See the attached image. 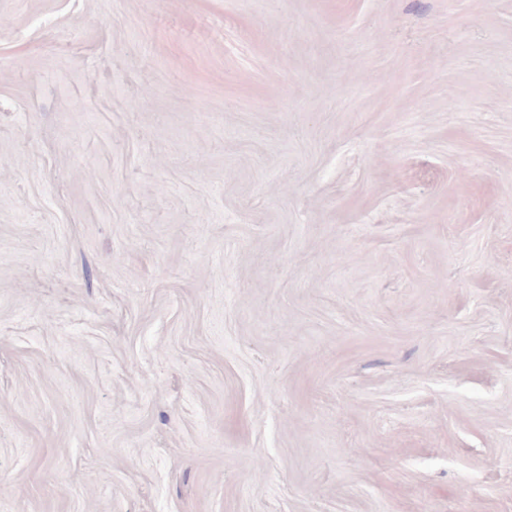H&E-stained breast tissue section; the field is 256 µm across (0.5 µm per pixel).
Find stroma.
Wrapping results in <instances>:
<instances>
[{"instance_id":"obj_1","label":"stroma","mask_w":512,"mask_h":512,"mask_svg":"<svg viewBox=\"0 0 512 512\" xmlns=\"http://www.w3.org/2000/svg\"><path fill=\"white\" fill-rule=\"evenodd\" d=\"M0 512H512V0H0Z\"/></svg>"}]
</instances>
